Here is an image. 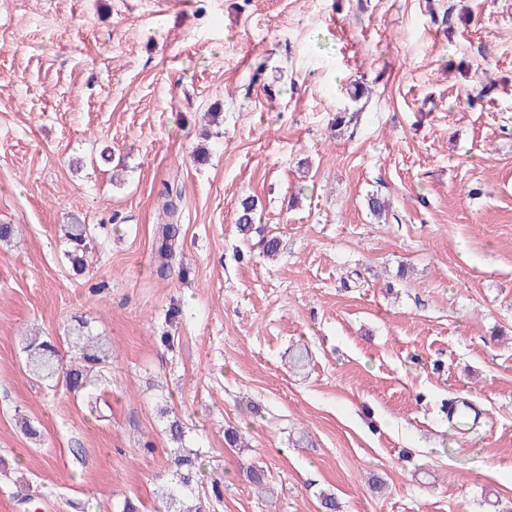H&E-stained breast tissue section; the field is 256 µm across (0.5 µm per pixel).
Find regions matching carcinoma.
I'll use <instances>...</instances> for the list:
<instances>
[{
	"mask_svg": "<svg viewBox=\"0 0 512 512\" xmlns=\"http://www.w3.org/2000/svg\"><path fill=\"white\" fill-rule=\"evenodd\" d=\"M360 113L347 108L335 113L330 128L334 136L343 137L357 126ZM237 224L241 234L247 236L252 232L257 219V204L254 197L248 195L238 201ZM181 227L177 223L164 225L158 232L155 242V254L160 260L159 273L165 274L173 259L174 245L180 235ZM64 239L70 246L67 256L73 269H84L83 254L87 248V225L74 221L62 225ZM67 345L78 352L77 361L66 367L59 358L55 341L49 336L26 337L23 351L26 355L28 374L39 380L63 379L69 392H80L91 385L90 374L97 368L104 367L109 358V347L102 340L88 334V322L79 319L67 336ZM171 447L168 448L171 460V479L165 496L167 512H182L184 499L195 491L199 472L202 468L201 453L184 446L185 426L175 416L167 420Z\"/></svg>",
	"mask_w": 512,
	"mask_h": 512,
	"instance_id": "carcinoma-1",
	"label": "carcinoma"
}]
</instances>
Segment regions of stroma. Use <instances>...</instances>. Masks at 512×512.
<instances>
[{
	"instance_id": "stroma-1",
	"label": "stroma",
	"mask_w": 512,
	"mask_h": 512,
	"mask_svg": "<svg viewBox=\"0 0 512 512\" xmlns=\"http://www.w3.org/2000/svg\"><path fill=\"white\" fill-rule=\"evenodd\" d=\"M361 77L356 132L332 138ZM168 182L182 237L161 279ZM75 219L79 275L60 233ZM0 224L17 228L0 245V512L127 496L163 512L164 407L202 454L205 512H323L324 491L338 512H512V0H0ZM78 318L112 351L97 414L22 352ZM461 399L486 412L466 435L444 414ZM237 215L239 231L247 237L252 232L253 224L257 219V204L254 197L248 195L239 199ZM64 239L70 246L67 256L70 259L73 269L82 272L84 269L83 254L87 248V225L75 220L71 224L62 225Z\"/></svg>"
}]
</instances>
